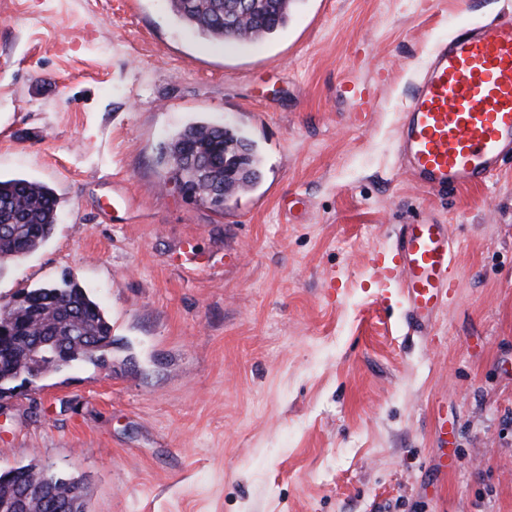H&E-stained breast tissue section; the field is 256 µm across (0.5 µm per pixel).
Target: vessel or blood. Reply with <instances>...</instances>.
<instances>
[{
  "label": "vessel or blood",
  "instance_id": "1",
  "mask_svg": "<svg viewBox=\"0 0 512 512\" xmlns=\"http://www.w3.org/2000/svg\"><path fill=\"white\" fill-rule=\"evenodd\" d=\"M399 153L433 194L485 184L512 155V17L439 42L406 106ZM452 238L438 222L397 228L392 270L412 324L427 327L452 286Z\"/></svg>",
  "mask_w": 512,
  "mask_h": 512
}]
</instances>
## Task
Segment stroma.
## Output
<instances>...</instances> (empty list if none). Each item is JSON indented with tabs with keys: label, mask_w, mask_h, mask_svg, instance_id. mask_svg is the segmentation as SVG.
Masks as SVG:
<instances>
[{
	"label": "stroma",
	"mask_w": 512,
	"mask_h": 512,
	"mask_svg": "<svg viewBox=\"0 0 512 512\" xmlns=\"http://www.w3.org/2000/svg\"><path fill=\"white\" fill-rule=\"evenodd\" d=\"M512 0H297L247 45L167 0H0V177L54 190L0 301L73 279L112 367L15 391L0 468L82 480L89 512H512V162L434 195L401 115L436 44ZM262 178L215 208L159 161L195 121ZM448 224L457 281L410 326L377 257Z\"/></svg>",
	"instance_id": "35a3bbf8"
}]
</instances>
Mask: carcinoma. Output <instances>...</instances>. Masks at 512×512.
Instances as JSON below:
<instances>
[{
  "label": "carcinoma",
  "instance_id": "obj_1",
  "mask_svg": "<svg viewBox=\"0 0 512 512\" xmlns=\"http://www.w3.org/2000/svg\"><path fill=\"white\" fill-rule=\"evenodd\" d=\"M295 0H257L248 19L224 18V0H169L171 10L185 26L199 35L240 44L252 36L269 38L283 29ZM225 155L240 159L238 178L224 182V168L207 162ZM165 163L179 161L185 183L198 180V166L207 165L209 176L202 184L224 189V197L254 187L261 177V161L253 145L238 131L206 121L190 123L171 138ZM58 199L50 188L29 178L0 179V269L39 249L49 238L57 217ZM33 305H0V324L25 329L41 343L39 359L30 357V342L15 334L0 338V398L11 395L17 380L36 379L60 371L75 362L105 367L112 354V326L99 303L79 284L65 280L25 292ZM32 468L15 467L0 472V512H20L18 495ZM47 491L62 490L69 479L54 473L35 472Z\"/></svg>",
  "mask_w": 512,
  "mask_h": 512
}]
</instances>
